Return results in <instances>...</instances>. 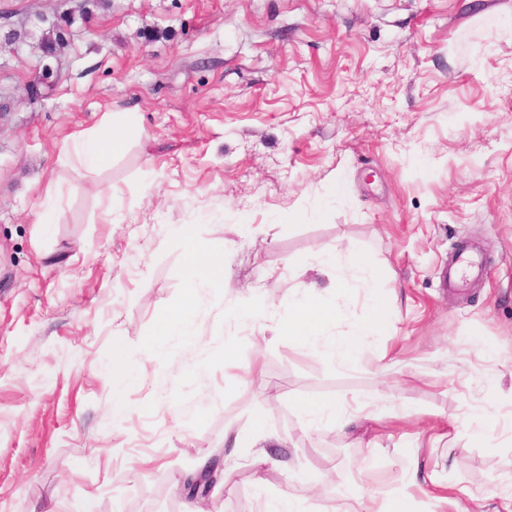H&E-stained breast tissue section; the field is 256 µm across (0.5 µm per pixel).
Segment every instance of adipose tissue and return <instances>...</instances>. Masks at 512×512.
<instances>
[{"label": "adipose tissue", "mask_w": 512, "mask_h": 512, "mask_svg": "<svg viewBox=\"0 0 512 512\" xmlns=\"http://www.w3.org/2000/svg\"><path fill=\"white\" fill-rule=\"evenodd\" d=\"M126 142L123 122L106 120L95 129L71 134L64 156L72 165L92 173L119 155ZM179 234L185 247L186 292L158 319L157 337L147 345L148 351L152 353L159 350L162 337L191 335L198 289L224 283L226 279L223 253L213 250L191 227L181 228ZM380 278L381 273L377 268L357 262L349 271L336 277L334 292L310 289L301 297L291 299L288 320L283 327L284 334L312 349L327 348L342 364H349L368 348L370 339L386 335L393 325L394 310L380 291ZM354 281L361 286L369 316L351 325L332 344H324L323 335L327 326L342 315L334 300V293L347 290Z\"/></svg>", "instance_id": "1"}]
</instances>
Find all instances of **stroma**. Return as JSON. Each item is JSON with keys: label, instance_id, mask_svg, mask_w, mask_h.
<instances>
[{"label": "stroma", "instance_id": "stroma-1", "mask_svg": "<svg viewBox=\"0 0 512 512\" xmlns=\"http://www.w3.org/2000/svg\"><path fill=\"white\" fill-rule=\"evenodd\" d=\"M63 30L55 56L42 42ZM0 512H184L194 459L223 457L206 512H358L408 468L512 512V0H0ZM51 78H43L44 67ZM129 112L95 174L69 135ZM62 188L48 235L38 196ZM124 218L122 225L113 215ZM224 255L196 333L144 356L112 416L114 346L142 349L185 290L177 234ZM474 243L484 271L448 285ZM381 272L389 335L352 365L281 334L288 298L326 290L320 251ZM228 307L255 310L248 327ZM407 402L348 435L302 399ZM488 407L486 445L461 422ZM261 417V437L253 419ZM273 461L256 490L225 432Z\"/></svg>", "mask_w": 512, "mask_h": 512}]
</instances>
